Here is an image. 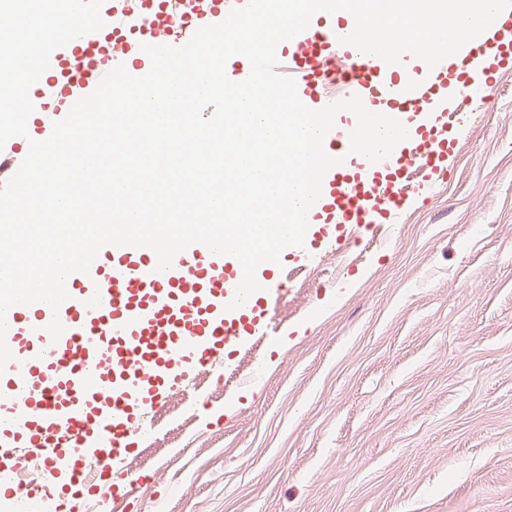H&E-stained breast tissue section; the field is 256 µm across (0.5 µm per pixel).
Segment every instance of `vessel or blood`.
I'll use <instances>...</instances> for the list:
<instances>
[{"label": "vessel or blood", "instance_id": "b4317fda", "mask_svg": "<svg viewBox=\"0 0 512 512\" xmlns=\"http://www.w3.org/2000/svg\"><path fill=\"white\" fill-rule=\"evenodd\" d=\"M101 16V30L51 53L30 95L34 130L0 148V184L16 173L30 140L47 139L54 122L109 71L148 62L142 44L183 46L200 27L223 22L227 3L105 0ZM464 49L481 64L486 90H494L512 68V18ZM276 54L278 73L295 80L307 107L327 106L324 86L333 76L345 97L360 96L370 111L409 127L407 140L375 164L350 156L335 132L325 136V152L339 163L326 173L310 214L333 226L326 242L336 251L365 227L399 223L412 173L447 176L467 115L447 114L444 100L451 92L468 96V72L442 62L405 76L400 66L340 43L332 26L307 28ZM157 263L149 248L106 246L89 273L68 277L69 298L59 310L40 302L9 309L13 358L0 374V512H38L40 501L77 485L87 492L79 512L128 498L139 479L127 450L144 437L169 392L191 380L196 366L223 368L228 347L266 335L268 293L228 307L242 280L237 258L195 243L168 270L158 271ZM55 318L64 327L56 340L47 331Z\"/></svg>", "mask_w": 512, "mask_h": 512}]
</instances>
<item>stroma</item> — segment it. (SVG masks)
Here are the masks:
<instances>
[{"instance_id": "1", "label": "stroma", "mask_w": 512, "mask_h": 512, "mask_svg": "<svg viewBox=\"0 0 512 512\" xmlns=\"http://www.w3.org/2000/svg\"><path fill=\"white\" fill-rule=\"evenodd\" d=\"M453 108L447 182L389 239L281 257L274 337L171 392L101 512H512V70Z\"/></svg>"}]
</instances>
